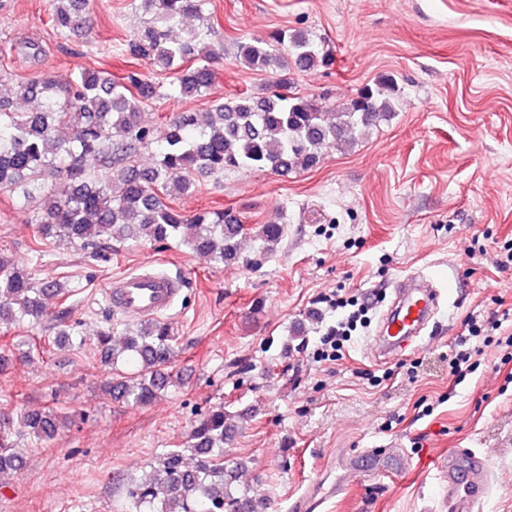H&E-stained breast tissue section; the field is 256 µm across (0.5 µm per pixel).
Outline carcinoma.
I'll list each match as a JSON object with an SVG mask.
<instances>
[{
  "mask_svg": "<svg viewBox=\"0 0 512 512\" xmlns=\"http://www.w3.org/2000/svg\"><path fill=\"white\" fill-rule=\"evenodd\" d=\"M145 21L129 41L130 51L174 74L170 99L202 97L212 86V62L220 49L205 41L209 0H138ZM83 0H55L51 22L65 37L82 38ZM236 61L252 71L307 72L332 64L331 54L304 30L277 29L266 39L235 42ZM158 97L156 87L134 74L121 81L105 71L78 70L60 82L49 75L16 84L14 97L0 98V189L43 195L32 218L41 236L57 244L93 248L107 239L177 240L196 254L226 266L247 260L253 237L271 251L282 224H262L254 233L222 212L187 215L173 200L190 194L203 178L239 169L288 174L316 166L325 151L350 146L358 135L387 120L398 103L394 82L382 77L361 88L336 112L320 99L295 91L256 95L243 91L210 112H178L159 131L143 125L141 112ZM37 106L26 112L13 99ZM157 145V160L143 167L138 150ZM49 174L63 177L61 195L45 190ZM63 284L34 278L0 255V323L37 326L47 316L45 299H62ZM56 342L79 335L56 316ZM100 359L109 367L101 390L115 402L146 405L172 383L168 368L177 336L165 321L141 322L112 343V327L99 333ZM63 419L52 409L29 410L21 432L51 438ZM229 414L215 406L195 421L187 445L150 464L145 481H128L135 512H264V500L237 487L242 464L224 460L232 433ZM22 456L0 430V473L17 468Z\"/></svg>",
  "mask_w": 512,
  "mask_h": 512,
  "instance_id": "cac0c4a2",
  "label": "carcinoma"
}]
</instances>
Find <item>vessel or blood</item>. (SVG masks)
I'll list each match as a JSON object with an SVG mask.
<instances>
[{"label": "vessel or blood", "instance_id": "1", "mask_svg": "<svg viewBox=\"0 0 512 512\" xmlns=\"http://www.w3.org/2000/svg\"><path fill=\"white\" fill-rule=\"evenodd\" d=\"M460 283L456 276L437 281L420 272H410L393 284L394 300L384 314L379 329L368 345L369 355L388 361L417 348L422 335L434 324L440 305L456 294ZM183 287L182 279L152 267L109 283L104 296L114 312L139 317L157 316L170 311ZM351 477L364 470L380 475H395L410 468L411 462L401 441H391L385 448L357 452L338 449ZM420 466L444 484L445 497L452 512H472L488 488L491 466L482 455L467 448L430 452ZM336 488L321 490L319 482H310L299 496L292 512H313L327 499L336 497Z\"/></svg>", "mask_w": 512, "mask_h": 512}]
</instances>
